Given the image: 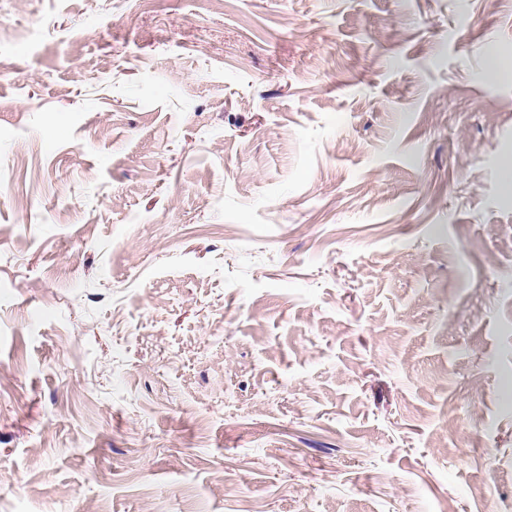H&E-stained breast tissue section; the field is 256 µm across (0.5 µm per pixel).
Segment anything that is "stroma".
<instances>
[{
	"mask_svg": "<svg viewBox=\"0 0 512 512\" xmlns=\"http://www.w3.org/2000/svg\"><path fill=\"white\" fill-rule=\"evenodd\" d=\"M512 0H0V512H512Z\"/></svg>",
	"mask_w": 512,
	"mask_h": 512,
	"instance_id": "stroma-1",
	"label": "stroma"
}]
</instances>
